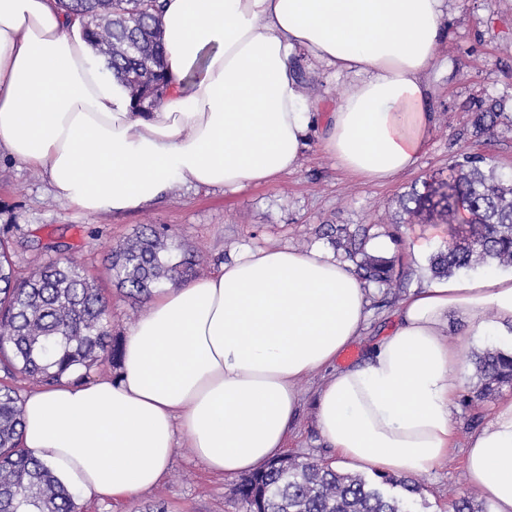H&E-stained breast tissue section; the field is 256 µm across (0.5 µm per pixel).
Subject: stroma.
Segmentation results:
<instances>
[{"label":"stroma","instance_id":"35a3bbf8","mask_svg":"<svg viewBox=\"0 0 512 512\" xmlns=\"http://www.w3.org/2000/svg\"><path fill=\"white\" fill-rule=\"evenodd\" d=\"M430 79L436 123L428 148L416 167L395 182L364 183L313 145L299 171L272 184L226 192L178 183L150 208L88 215L56 199L41 170L0 155V236H7L16 266L24 273L49 262H80L103 288L112 335L119 340L148 306L132 303L116 285L108 271V254L145 226L159 229L179 251L201 255L203 277L256 248L321 249L342 261L346 255L325 236V225L363 228L370 242L387 241L382 257L412 268V288L431 285L429 259L447 246L448 227L400 223L396 201L415 183L447 171L462 153L486 156L499 172L512 173V0H455ZM480 98L499 101L506 115L490 134L473 128L469 105ZM418 245L423 248L419 254L414 251ZM379 296L377 286H369L368 326L361 340L340 356V364L358 362L367 345L390 328L393 309L378 306ZM499 344V337L487 333L468 346L452 415L454 446L431 473L419 475L421 492L413 497L412 512H445L449 500L458 498L483 505L468 481L465 447L496 404L471 400L479 381L470 356ZM320 379L316 372L299 384L300 414L289 437V454L332 455L315 423L314 395ZM235 484V479L209 472L183 442L156 487L119 500L82 499L78 506L81 512H148L160 502L166 512H244L231 493Z\"/></svg>","mask_w":512,"mask_h":512}]
</instances>
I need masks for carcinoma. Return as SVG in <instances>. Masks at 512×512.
<instances>
[{
  "label": "carcinoma",
  "mask_w": 512,
  "mask_h": 512,
  "mask_svg": "<svg viewBox=\"0 0 512 512\" xmlns=\"http://www.w3.org/2000/svg\"><path fill=\"white\" fill-rule=\"evenodd\" d=\"M80 19L81 32L102 70L123 84L133 108L146 111L167 85L165 24L160 0H59ZM502 116L479 103L473 126L483 133ZM423 191L400 205L408 223L448 218V247L431 258L434 276L461 269L512 268V177L481 155L462 153L448 175L422 181ZM336 246L354 262L363 281L386 289L381 303L395 302L411 272L365 250V231L332 228ZM117 285L134 298H149L168 284L196 274L195 261L177 258L157 232L139 233L111 251ZM107 301L78 263L49 264L38 276L14 265L0 238V371L21 373L44 386L83 382L100 365L119 362L120 343L107 327ZM480 384L474 398L490 401L512 388V355L488 349L474 355ZM22 397L0 383V512H77L76 495L51 468L21 447ZM419 487L405 478L343 473L324 460L290 456L242 478L233 489L245 512H411Z\"/></svg>",
  "instance_id": "1"
}]
</instances>
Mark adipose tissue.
<instances>
[{
    "label": "adipose tissue",
    "instance_id": "adipose-tissue-1",
    "mask_svg": "<svg viewBox=\"0 0 512 512\" xmlns=\"http://www.w3.org/2000/svg\"><path fill=\"white\" fill-rule=\"evenodd\" d=\"M162 2L169 83L151 111L135 112L56 0H0V151L42 169L58 200L124 212L177 182L272 183L301 167L313 128L319 151L367 183L395 181L426 152L429 76L452 0ZM301 57L349 89L311 99ZM366 305V288L332 255L248 251L158 289L127 329L117 380L28 393L22 444L86 499L153 488L183 440L210 472L238 476L284 456L298 383L320 370L316 424L337 466L430 472L453 443L463 351L490 330L512 343V274L415 290L362 362L337 366L363 334ZM452 313L464 329L451 342ZM465 464L492 512H512V398L470 435Z\"/></svg>",
    "mask_w": 512,
    "mask_h": 512
}]
</instances>
